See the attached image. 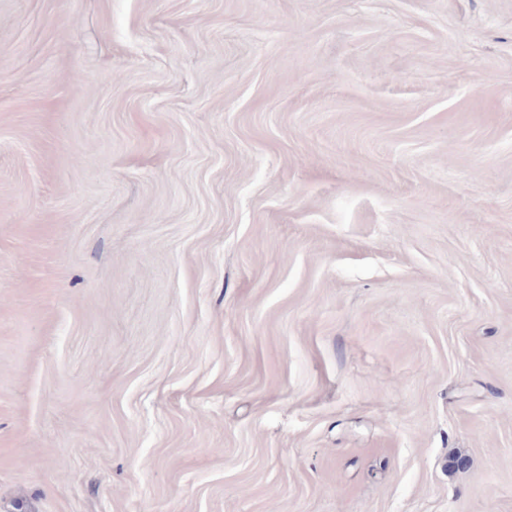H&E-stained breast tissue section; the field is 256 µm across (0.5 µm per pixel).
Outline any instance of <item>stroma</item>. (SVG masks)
<instances>
[{
  "label": "stroma",
  "mask_w": 512,
  "mask_h": 512,
  "mask_svg": "<svg viewBox=\"0 0 512 512\" xmlns=\"http://www.w3.org/2000/svg\"><path fill=\"white\" fill-rule=\"evenodd\" d=\"M0 512H512V0H0Z\"/></svg>",
  "instance_id": "35a3bbf8"
}]
</instances>
